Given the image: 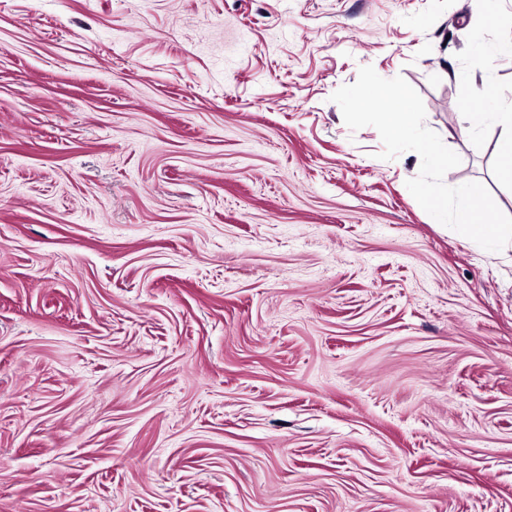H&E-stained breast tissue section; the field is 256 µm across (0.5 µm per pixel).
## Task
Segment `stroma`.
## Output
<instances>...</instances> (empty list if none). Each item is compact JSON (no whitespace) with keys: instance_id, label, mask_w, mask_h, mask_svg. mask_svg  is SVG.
Instances as JSON below:
<instances>
[{"instance_id":"stroma-1","label":"stroma","mask_w":512,"mask_h":512,"mask_svg":"<svg viewBox=\"0 0 512 512\" xmlns=\"http://www.w3.org/2000/svg\"><path fill=\"white\" fill-rule=\"evenodd\" d=\"M512 0H0V512H512V248L332 94L403 77L484 185Z\"/></svg>"}]
</instances>
